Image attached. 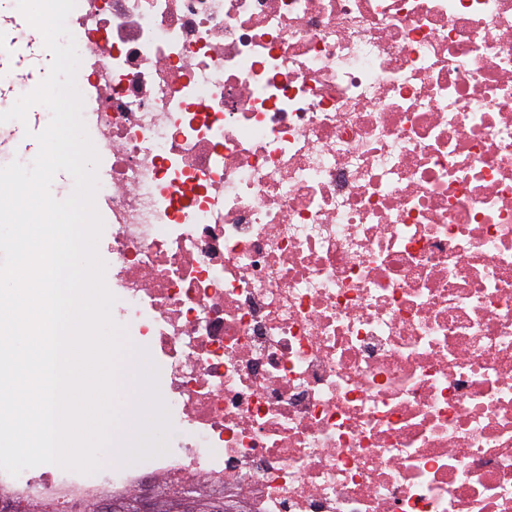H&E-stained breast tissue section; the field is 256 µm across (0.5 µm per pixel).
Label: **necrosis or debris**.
<instances>
[{
	"mask_svg": "<svg viewBox=\"0 0 512 512\" xmlns=\"http://www.w3.org/2000/svg\"><path fill=\"white\" fill-rule=\"evenodd\" d=\"M113 321L247 512H512V0H77Z\"/></svg>",
	"mask_w": 512,
	"mask_h": 512,
	"instance_id": "4bbe7bcc",
	"label": "necrosis or debris"
}]
</instances>
